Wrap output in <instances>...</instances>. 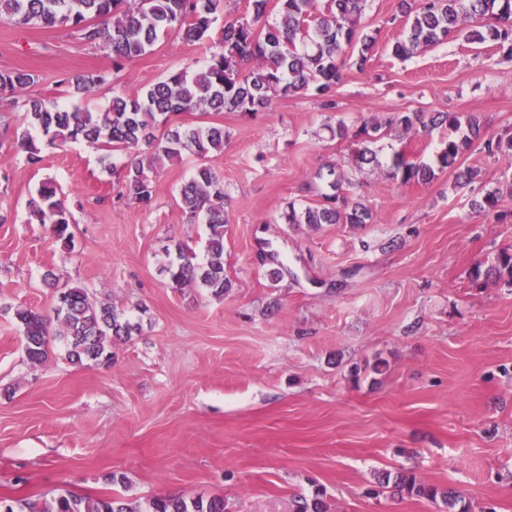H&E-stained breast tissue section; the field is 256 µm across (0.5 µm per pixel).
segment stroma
<instances>
[{"label":"stroma","mask_w":512,"mask_h":512,"mask_svg":"<svg viewBox=\"0 0 512 512\" xmlns=\"http://www.w3.org/2000/svg\"><path fill=\"white\" fill-rule=\"evenodd\" d=\"M398 0H369L379 32L365 71L344 68L336 111L312 94L250 116H215L227 134L209 156L224 179V269L217 298L171 287L161 268L176 242L204 256L208 228L191 220L180 189L203 160L154 163L152 199L121 195L122 169L139 147L101 153L47 146L30 165L0 112V498L36 501L71 490L148 504L168 494L221 497L230 512H292V498L322 491L330 512H447L442 501L397 494L382 473L410 471L456 491L468 512H512V287L474 285L512 249V164L473 146L459 160L496 212L474 213L455 170L427 184L388 178L394 151L429 162L448 139L392 129L374 148L378 167L354 170L352 141L330 126L375 113L480 114L493 138L512 137V61L490 41L444 42L408 59ZM208 41L159 42L122 70L107 50L66 30L0 22V70L37 76L27 95L105 106L113 89L141 94L172 72L201 67ZM105 75L93 95L66 93L71 73ZM338 163L370 206L362 225L282 223L288 201H321L319 169ZM54 180L71 213L70 243L31 223L27 201ZM268 249L274 258L259 264ZM282 272L271 282L268 272ZM79 285L140 325L111 362L70 364L55 343L30 364L14 311L51 315L57 285ZM382 372H373L376 360Z\"/></svg>","instance_id":"stroma-1"}]
</instances>
